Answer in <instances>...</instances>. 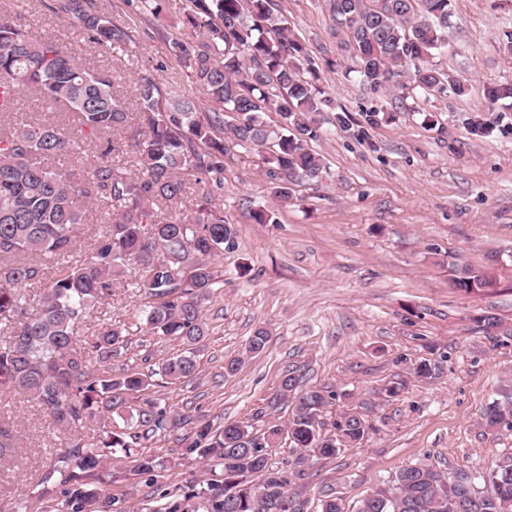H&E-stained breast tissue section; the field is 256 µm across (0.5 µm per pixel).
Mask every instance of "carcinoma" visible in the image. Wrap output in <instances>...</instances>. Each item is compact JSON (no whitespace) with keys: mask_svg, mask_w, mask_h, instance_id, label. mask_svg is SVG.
<instances>
[{"mask_svg":"<svg viewBox=\"0 0 512 512\" xmlns=\"http://www.w3.org/2000/svg\"><path fill=\"white\" fill-rule=\"evenodd\" d=\"M184 24L190 39L172 43L174 55L196 84L224 112L202 119L194 101L163 103L158 83L141 77L134 86L136 117L116 91V78L87 66L57 41L37 38L14 17L0 15V393L20 395L41 407L57 428L90 427L59 445L34 486L61 497V512H124L122 499L86 478L116 454H138L133 476L155 487L147 512H303L292 478L269 465L267 449L286 437L295 447L323 457L338 444L362 439L366 426L356 413L321 434L320 390H298L286 374L280 397L292 398L286 425L260 435L228 422L213 429L189 414H176L152 386L194 378L193 356L180 354L148 372L112 374V358L127 346L126 325L104 321L86 335L89 318L112 296V288L138 274L127 287L149 298L141 310L148 333L198 343L208 331L205 304L224 283L213 259L235 244L238 230L221 209L203 207L195 217L160 219L185 191V178L198 184L224 183L230 147L262 157L269 189L286 203L293 187L322 178L321 158L307 147L320 137L321 114L333 99L316 84L318 66L276 10L274 0H190ZM451 0H328L333 36L353 50L356 72L377 91L406 96L468 95V86L433 58L448 50ZM66 18L85 29L103 50L124 48L126 28L89 7V0H61ZM23 91L48 110H66L76 130L33 121L16 111ZM512 101V81L484 87L482 106L462 120L483 136L490 116ZM278 115V128L265 121ZM96 160L76 181L64 169L90 151ZM101 230L88 251L75 255L79 230ZM452 283L470 292L491 285L479 270H454ZM38 285V296L30 288ZM261 326L246 354L258 355L269 341ZM485 424L512 421V407L494 402ZM189 427L186 448L220 470L218 480H199L171 493L157 485L164 463L140 453L143 445ZM16 453L13 429L0 421V462ZM486 489L472 490L479 506L463 507L465 486L424 464L402 470L394 485L364 499L358 512H512V456L492 462Z\"/></svg>","mask_w":512,"mask_h":512,"instance_id":"cac0c4a2","label":"carcinoma"}]
</instances>
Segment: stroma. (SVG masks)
I'll list each match as a JSON object with an SVG mask.
<instances>
[{"mask_svg": "<svg viewBox=\"0 0 512 512\" xmlns=\"http://www.w3.org/2000/svg\"><path fill=\"white\" fill-rule=\"evenodd\" d=\"M59 2L0 0V11L110 70L124 90L145 75L163 97L195 100L201 117L216 111L170 47L189 34L181 21L190 0H166L160 21L138 0H92L94 11L130 34L128 54L115 56L71 26ZM276 2L316 58L319 84L337 110L356 118L375 105L385 114L346 134L333 130L334 112L324 113L323 134L308 143L323 162V177L297 186L285 204L272 198L258 153L232 149L224 186L210 194L238 235L215 260L224 285L206 305L207 336L189 349L150 335L137 318L144 297L119 288L112 319L129 335L114 366L144 371L192 350L197 376L164 385L159 395L174 412L216 427L236 421L261 432L286 421L290 409L277 394L287 372L301 389L330 393L323 433L354 412L366 423L364 438L340 445L330 458L301 457L285 440L269 462L302 473L308 512L327 497L356 512L409 466L484 474L494 459L512 454V425L490 428L483 420L490 403L512 398V108L498 113L487 135H469L462 126L464 114L481 106L484 84L512 79V56L498 49L512 31V0H451L448 51L434 62L469 83L470 92L407 99L364 85L351 50L332 36L326 0ZM259 208L274 212L275 223H255ZM455 264L482 270L491 287L454 288ZM484 314L495 318V329H485ZM260 326L269 328L270 341L246 357ZM233 357L243 363L229 374L224 366ZM424 359L436 365L428 380L413 373ZM394 381L402 388L391 397L385 388ZM0 406L25 453L22 466L0 471V503L24 498L29 512H57L58 497L39 496L32 478L60 433L35 404L14 397ZM181 436L174 431L146 448L164 461L159 481L173 490L207 475ZM135 464L116 457L95 476L123 495L126 512H141L147 502V487L128 478Z\"/></svg>", "mask_w": 512, "mask_h": 512, "instance_id": "35a3bbf8", "label": "stroma"}]
</instances>
